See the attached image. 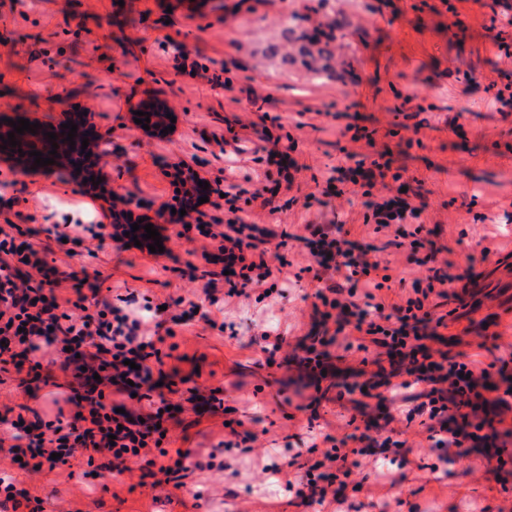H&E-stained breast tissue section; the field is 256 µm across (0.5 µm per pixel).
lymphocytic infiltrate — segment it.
Instances as JSON below:
<instances>
[{"instance_id":"obj_1","label":"lymphocytic infiltrate","mask_w":512,"mask_h":512,"mask_svg":"<svg viewBox=\"0 0 512 512\" xmlns=\"http://www.w3.org/2000/svg\"><path fill=\"white\" fill-rule=\"evenodd\" d=\"M372 214L378 229L394 228L393 246L407 250L409 261L423 260L428 274L413 281L405 300L387 303L382 291L390 277L380 272L377 247L353 248L339 224L310 225L306 246L317 264L313 278L318 283L312 304L315 327L298 345L296 366L315 380L330 368L332 350H385L398 360L391 371L359 369L343 382L342 394L354 408L362 407L363 393L370 390L380 407L403 408L409 422L422 419L428 441L447 465L468 443L501 452L512 427L501 430L499 420L487 411L512 410V343L499 346L498 356L487 364L434 348L445 323L436 301L448 298L452 279L436 266L438 248L427 247L419 231L401 226L405 218H419L421 211L389 199L376 203ZM33 219V214L18 211L0 221V374L16 375L29 384L41 380L43 367H61L71 377L65 402L73 410H57L49 420L28 421L20 414L8 420L6 429H0V460L13 461L17 473L28 475L53 472L79 458L90 465L102 462L119 475L135 463L143 476L158 475L163 484L183 488L189 473L202 464L193 461L190 449L171 446L166 419L171 401L158 391L155 380L163 372V338L150 323L162 316L178 326L199 319L218 328L213 308L220 293L242 297L247 288L281 274V266L247 259L248 253L276 239L277 231L239 217L213 219L202 234L217 242L223 270L201 271L204 284L192 296L170 297L165 307L149 304L138 313L83 295L60 300L61 284L78 274L59 271L46 256L67 233L53 228L46 242L33 243L23 229ZM111 388L148 400V411L118 413L107 394ZM323 441L327 448L319 476L291 475L290 463L302 451L289 441L284 444L287 462L269 467L297 497H310L322 507H344L349 493L364 486L354 477L360 463L351 458L349 444L410 449L400 431L378 433L370 422L361 433L339 438L327 434Z\"/></svg>"}]
</instances>
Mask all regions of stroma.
Listing matches in <instances>:
<instances>
[{"instance_id": "35a3bbf8", "label": "stroma", "mask_w": 512, "mask_h": 512, "mask_svg": "<svg viewBox=\"0 0 512 512\" xmlns=\"http://www.w3.org/2000/svg\"><path fill=\"white\" fill-rule=\"evenodd\" d=\"M296 16L300 30H333L332 75L315 74L287 44L281 22ZM463 27H454V20ZM187 51L199 65L221 72L227 87L212 89L203 78L177 69ZM512 84V0H0V114L55 121L60 112L91 113L106 139L99 167L113 192L132 197L135 212L154 216L175 205L177 173L190 166L211 192L202 210L227 218L225 183L245 184L267 170L278 181V215L251 194L235 204L251 224L287 225L284 248L288 284L278 304L230 299L223 330L202 323L177 328L165 369L179 390L223 387L224 409L184 403L176 412L174 437L184 438L196 459L206 460L218 441L228 447L219 467L195 471L182 490L153 486L140 470L93 479L58 470L34 477L35 495L71 512H315L295 493L262 481L261 469L281 462V437L303 433L309 416L334 434L352 412L336 400L333 378L314 385L297 377L291 348L267 365L259 349H239L270 328L296 340L311 327L313 259L300 242L311 224H345L350 240L382 247L394 280L389 302L401 300L402 282L425 276L390 247L393 230L376 231L367 200L400 197L420 208L428 240L445 247L447 275L472 272L464 301L444 300L457 311L443 334L449 355L498 332L512 336V110L494 100ZM163 102L176 118L167 134L137 127L132 113ZM272 117L270 140L255 134L262 116ZM366 129L352 140L345 125ZM240 148L229 168L220 144ZM290 147L292 161L280 172L268 152ZM383 156L390 175L370 192L347 180L335 195L324 193L332 167H356ZM68 172H20L0 160V209L34 214L32 239L77 218L73 234L89 239L104 223L108 200L80 193ZM168 253L117 250L107 243L97 256L81 254L89 278L76 281L85 296L110 301L129 296L138 304L199 288L187 263L203 243L197 227L168 226ZM485 242L489 261L477 258ZM57 386L25 392L17 381L0 385V416L26 406L52 415L67 391ZM256 419L265 434L254 446L232 442L226 426ZM438 450L422 447L408 464L387 448L360 455V470L405 471L402 486L388 491L387 512H512V461L487 471L482 448L466 449L442 481L431 479Z\"/></svg>"}]
</instances>
